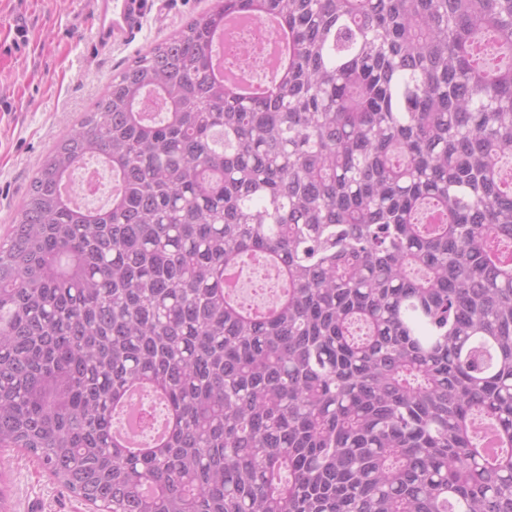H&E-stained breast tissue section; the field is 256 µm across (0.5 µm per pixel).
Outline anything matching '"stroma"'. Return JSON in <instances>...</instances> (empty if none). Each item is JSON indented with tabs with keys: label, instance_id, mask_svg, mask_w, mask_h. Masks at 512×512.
<instances>
[{
	"label": "stroma",
	"instance_id": "1",
	"mask_svg": "<svg viewBox=\"0 0 512 512\" xmlns=\"http://www.w3.org/2000/svg\"><path fill=\"white\" fill-rule=\"evenodd\" d=\"M210 0H154L139 29L98 47L91 0H0V238L37 167L89 111L113 75L207 9ZM9 512H95L24 451L8 454Z\"/></svg>",
	"mask_w": 512,
	"mask_h": 512
}]
</instances>
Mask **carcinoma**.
Instances as JSON below:
<instances>
[{
    "label": "carcinoma",
    "instance_id": "obj_1",
    "mask_svg": "<svg viewBox=\"0 0 512 512\" xmlns=\"http://www.w3.org/2000/svg\"><path fill=\"white\" fill-rule=\"evenodd\" d=\"M274 19L272 81L211 66ZM88 157L109 206L64 194ZM512 0H212L0 243V451L107 512H512ZM276 273L250 305L239 261ZM158 443L116 441L118 412Z\"/></svg>",
    "mask_w": 512,
    "mask_h": 512
}]
</instances>
